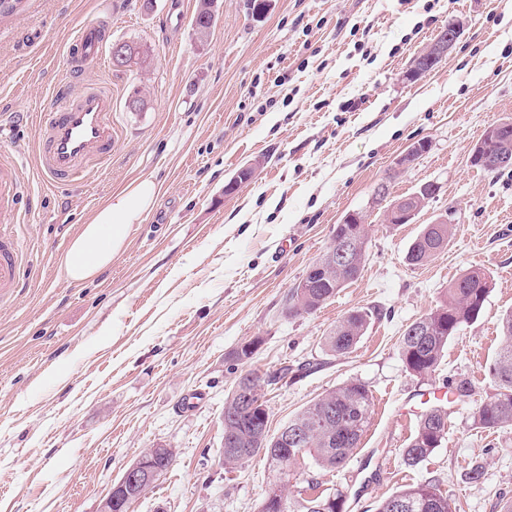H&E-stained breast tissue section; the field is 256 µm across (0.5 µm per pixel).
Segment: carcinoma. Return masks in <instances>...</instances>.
I'll use <instances>...</instances> for the list:
<instances>
[{"label": "carcinoma", "mask_w": 512, "mask_h": 512, "mask_svg": "<svg viewBox=\"0 0 512 512\" xmlns=\"http://www.w3.org/2000/svg\"><path fill=\"white\" fill-rule=\"evenodd\" d=\"M452 227L426 224L410 245L406 260L421 265L448 247ZM363 262L356 260L349 268L334 275L320 276L310 288H293L288 297V314H309L331 300L347 283L357 279ZM492 281L480 269L469 270L449 283L446 298L435 310L409 324L400 338V354L407 370L421 378L436 371L448 342L465 325L478 319ZM371 312L354 310L345 315L324 338V348L331 354L346 355L353 351L364 334ZM500 351L489 367L496 393L477 411L481 425L488 429L512 425V312L501 318ZM371 408L368 386L359 379L349 380L327 392L299 411L288 424L303 432L300 444L284 448L275 442L269 429L258 424L243 425L238 421L239 396L232 388L224 401V433L235 447L224 449V467L244 466L261 453L269 465L272 481L279 479L286 456L301 453L312 459L320 471L340 468L359 447ZM448 433V411L438 406L420 416L417 429L403 449V461L415 466L439 447ZM320 482L313 479L307 490L311 498L295 497L283 489L279 512H344L345 500L340 493L317 492ZM378 512H452L448 495L430 482L418 484L386 498Z\"/></svg>", "instance_id": "carcinoma-1"}]
</instances>
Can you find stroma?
<instances>
[{"instance_id": "1", "label": "stroma", "mask_w": 512, "mask_h": 512, "mask_svg": "<svg viewBox=\"0 0 512 512\" xmlns=\"http://www.w3.org/2000/svg\"><path fill=\"white\" fill-rule=\"evenodd\" d=\"M197 0H27L0 18V161L16 163L15 212L27 255L15 296L0 299V512H99L127 467L162 444L172 467L128 512H258L269 487L263 456L228 471L220 462L224 400L244 368L284 382L265 388L269 430L349 379L372 395L369 425L342 468L292 467L289 488L342 493L345 512H376L393 493L439 485L453 512H501L512 502V425L486 429L478 406L512 311V168L472 166L470 151L512 117V0H218L205 40L192 27ZM108 28L103 64L82 82L112 93V158L86 179L52 186L34 162L38 127L67 50L85 20ZM463 32L430 74L412 59L451 21ZM147 49L116 67L112 46ZM144 106L131 110V97ZM424 140L408 170L396 158ZM251 169L244 182L237 176ZM158 194L126 249L95 280L72 285L58 259L78 227L128 183ZM393 196L428 182L439 192L410 224H389L373 189ZM233 193H226L230 182ZM368 224L361 276L323 305L289 316L287 296L330 245L345 214ZM446 219V250L405 259L423 225ZM492 279L480 318L449 342L431 376L410 374L403 330L444 300L470 269ZM371 311L354 351L323 341L348 312ZM259 339L248 366L231 361ZM468 380L471 397L448 406V434L419 465L402 452L417 415L399 405ZM482 479H469L473 467Z\"/></svg>"}]
</instances>
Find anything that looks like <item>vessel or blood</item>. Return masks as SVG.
Returning <instances> with one entry per match:
<instances>
[{
	"mask_svg": "<svg viewBox=\"0 0 512 512\" xmlns=\"http://www.w3.org/2000/svg\"><path fill=\"white\" fill-rule=\"evenodd\" d=\"M104 37L102 21L82 24L78 50L69 60L71 71L82 72L99 62ZM35 123L39 130L38 163L52 184L66 185L89 175L112 155V95L97 85H87L75 94L68 84H58L52 109L36 114ZM18 180L13 164H0V298L14 295L24 261L19 231L10 217Z\"/></svg>",
	"mask_w": 512,
	"mask_h": 512,
	"instance_id": "b4317fda",
	"label": "vessel or blood"
}]
</instances>
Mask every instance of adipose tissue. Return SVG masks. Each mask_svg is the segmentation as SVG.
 <instances>
[{"instance_id": "obj_1", "label": "adipose tissue", "mask_w": 512, "mask_h": 512, "mask_svg": "<svg viewBox=\"0 0 512 512\" xmlns=\"http://www.w3.org/2000/svg\"><path fill=\"white\" fill-rule=\"evenodd\" d=\"M156 195L154 182L144 178L107 198L90 222L81 225L61 256L59 268L64 278L85 283L111 266L113 257L124 250L132 225L151 210Z\"/></svg>"}]
</instances>
